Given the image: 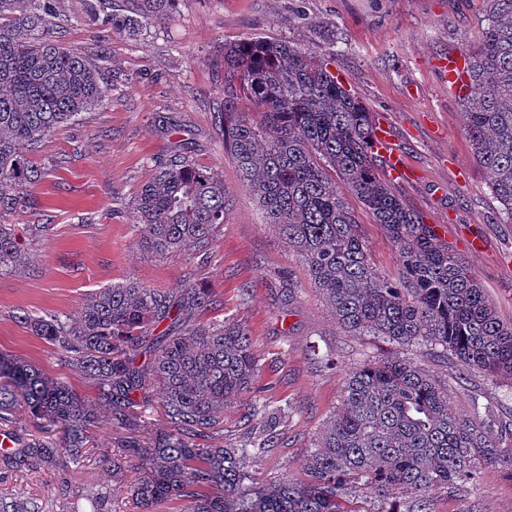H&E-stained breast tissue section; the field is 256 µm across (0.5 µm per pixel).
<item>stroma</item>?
<instances>
[{
	"mask_svg": "<svg viewBox=\"0 0 512 512\" xmlns=\"http://www.w3.org/2000/svg\"><path fill=\"white\" fill-rule=\"evenodd\" d=\"M55 10L60 24L46 37L92 58L109 92L81 121L45 139L33 156L44 180L5 218L55 229L50 238L31 241L26 268L0 276V351L90 394L78 371L17 323L18 311L73 315L89 293L114 283L174 292L188 279L219 301L201 313V322L244 323L260 368L256 389L225 409L213 444L253 447L263 424L246 421V414L288 412L276 428L277 447H253L248 458L260 484L286 473L303 478L302 461L340 403L345 372L368 360L411 359L447 389L459 417L512 422V381L477 370L464 376L454 358L347 333L301 259L265 223L213 124L224 103L225 44L261 36L331 60L344 87L388 121L410 171L407 180L394 181L382 164L380 177L463 258L501 317L512 321V221L474 157L461 100L439 69L442 58L474 43L487 0H176L169 19L144 23L134 36L113 28L108 12L90 13L86 0H55ZM180 150L219 173L230 199L204 261L145 253L126 215L153 166ZM349 205L372 266L397 275L398 255L385 228L357 199ZM475 239L480 249L471 248ZM329 355L335 368L324 364ZM168 428L159 403L151 402L133 413L130 426L94 428L80 462L0 470V498H27L39 512H94L101 492L107 512H129L128 482L113 479L103 456L126 455L131 443L148 445ZM479 503L512 512V471L486 469L476 485L430 492L431 512H469Z\"/></svg>",
	"mask_w": 512,
	"mask_h": 512,
	"instance_id": "35a3bbf8",
	"label": "stroma"
}]
</instances>
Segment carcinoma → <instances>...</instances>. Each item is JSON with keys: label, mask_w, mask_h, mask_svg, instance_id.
<instances>
[{"label": "carcinoma", "mask_w": 512, "mask_h": 512, "mask_svg": "<svg viewBox=\"0 0 512 512\" xmlns=\"http://www.w3.org/2000/svg\"><path fill=\"white\" fill-rule=\"evenodd\" d=\"M109 5L118 27L170 14L175 0H135L130 15ZM52 0H0V219L43 172L31 159L59 127L106 97L89 57L44 38ZM464 130L490 189L512 218V0H488L466 51ZM247 100L252 111L239 110ZM243 180L270 224L303 261L337 322L354 336H382L455 357L465 370L512 380V323L501 320L479 279L434 228L381 179L370 148V112L339 81L329 60L286 41L245 38L224 45V106L214 113ZM385 226L400 261L396 277L369 262L347 197ZM224 179L175 153L156 165L130 204L143 249L155 257L200 253L224 224ZM51 224L0 223V275L25 266L27 241ZM216 301L191 282L176 292L134 281L91 293L74 318L22 311L16 320L56 348L94 390L90 400L35 365L0 352V416L17 408L62 430L63 455L31 439L0 457L7 466L76 461L107 408L122 424L158 395L171 432L139 458L128 485L135 512L165 501L187 512H350L349 491H374L376 512H430L428 492L472 484L489 468L512 471V430L494 432L457 417L448 390L414 362H366L345 374L341 403L302 463L305 479L285 475L260 485L248 448L200 447L224 422L260 368L247 328L203 323ZM0 512H38L32 502L0 498Z\"/></svg>", "instance_id": "carcinoma-1"}]
</instances>
